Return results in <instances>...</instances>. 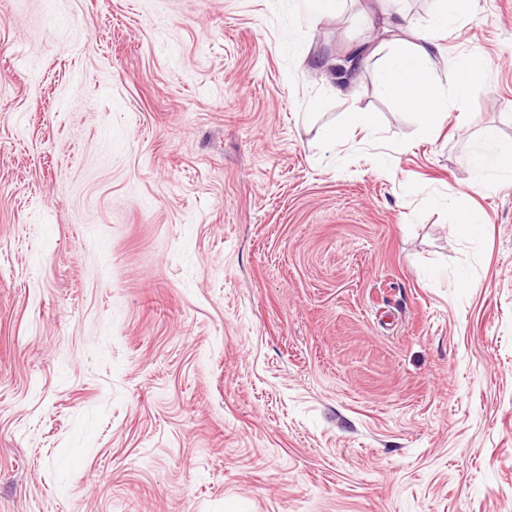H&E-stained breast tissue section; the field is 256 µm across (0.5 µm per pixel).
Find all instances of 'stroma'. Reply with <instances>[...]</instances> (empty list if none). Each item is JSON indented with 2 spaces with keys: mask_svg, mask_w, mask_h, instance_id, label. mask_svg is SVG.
<instances>
[{
  "mask_svg": "<svg viewBox=\"0 0 512 512\" xmlns=\"http://www.w3.org/2000/svg\"><path fill=\"white\" fill-rule=\"evenodd\" d=\"M366 3L0 0V512H512V178L445 213L512 0L437 34L488 67L428 138L377 59L335 90ZM369 122L364 112L357 108H352L349 112H345L342 122L328 128L324 137L328 143L333 145H342L350 135L357 130H367Z\"/></svg>",
  "mask_w": 512,
  "mask_h": 512,
  "instance_id": "1",
  "label": "stroma"
}]
</instances>
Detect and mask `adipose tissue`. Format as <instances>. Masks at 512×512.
<instances>
[{
    "label": "adipose tissue",
    "instance_id": "1",
    "mask_svg": "<svg viewBox=\"0 0 512 512\" xmlns=\"http://www.w3.org/2000/svg\"><path fill=\"white\" fill-rule=\"evenodd\" d=\"M433 2L428 24L421 29L414 27L401 13L382 17L381 29L389 37V50L377 72L380 92L399 108L418 111L422 131L427 135L434 133L451 108L457 109L461 125L471 122L472 115L465 105L472 89L485 75L483 56L470 53L455 58L452 84L442 83L435 67L438 46L433 35L447 29L460 0ZM496 139L495 129L485 128V150L470 155L468 163L472 178L466 190L458 192L448 208L450 227L468 232L479 228L483 219L472 205L473 194L488 188L493 172L512 170V159L493 151Z\"/></svg>",
    "mask_w": 512,
    "mask_h": 512
}]
</instances>
